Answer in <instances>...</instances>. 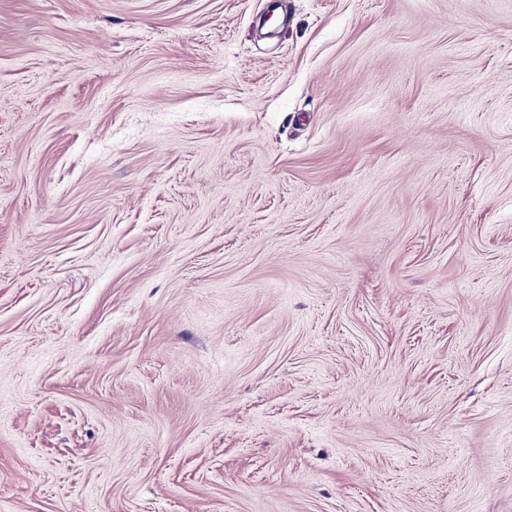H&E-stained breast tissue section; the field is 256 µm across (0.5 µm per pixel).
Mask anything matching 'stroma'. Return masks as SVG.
Masks as SVG:
<instances>
[{
    "label": "stroma",
    "instance_id": "1",
    "mask_svg": "<svg viewBox=\"0 0 512 512\" xmlns=\"http://www.w3.org/2000/svg\"><path fill=\"white\" fill-rule=\"evenodd\" d=\"M0 512H512V0H0Z\"/></svg>",
    "mask_w": 512,
    "mask_h": 512
}]
</instances>
